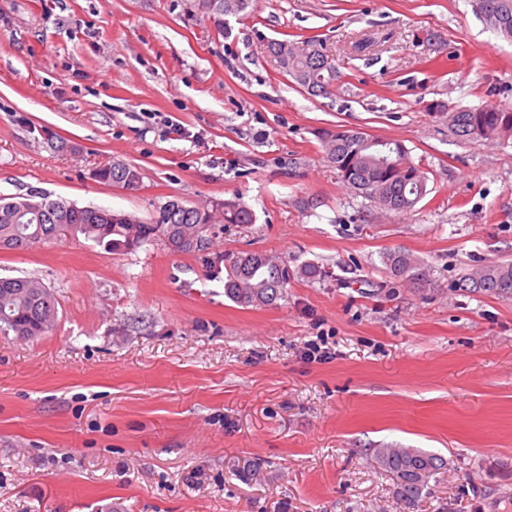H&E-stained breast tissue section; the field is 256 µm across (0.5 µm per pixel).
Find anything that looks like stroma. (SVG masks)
Instances as JSON below:
<instances>
[{"label": "stroma", "instance_id": "35a3bbf8", "mask_svg": "<svg viewBox=\"0 0 512 512\" xmlns=\"http://www.w3.org/2000/svg\"><path fill=\"white\" fill-rule=\"evenodd\" d=\"M184 4L0 0V197L256 215L200 252L0 251L59 302L48 335L0 334V512H512V295L456 286L512 261V140L457 141L433 109L512 107V44L472 0H254L221 34ZM285 34L324 42L332 95L280 73ZM339 125L409 149L413 212L365 221L318 138ZM115 160L138 188L92 179ZM397 250L433 288L387 274ZM250 251L325 275L242 306L223 258ZM386 447L445 463L413 504Z\"/></svg>", "mask_w": 512, "mask_h": 512}]
</instances>
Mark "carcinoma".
<instances>
[{"label": "carcinoma", "mask_w": 512, "mask_h": 512, "mask_svg": "<svg viewBox=\"0 0 512 512\" xmlns=\"http://www.w3.org/2000/svg\"><path fill=\"white\" fill-rule=\"evenodd\" d=\"M251 0H190V16L206 21L224 33V21L238 17ZM477 13L487 28L512 41V0H477ZM269 54L279 68L309 95L332 92L340 78L336 64L319 40L288 38L268 42ZM437 113L458 141L500 144L512 138V109L461 107L449 109L437 103ZM326 161L340 181L356 197L386 214L412 211L427 194L428 177L396 140L375 142V136L358 128L325 130L319 134ZM92 177L102 183L137 187L139 169L121 160L99 167ZM255 213L240 200H215L187 206L168 200L150 221L93 206H66L31 193L18 201L0 197V250L25 251L32 245L61 235H82L106 250L132 251L160 240L172 252L201 251L208 243L205 228L218 223L253 224ZM386 270L396 280L417 289L433 285L430 270L402 251L383 257ZM224 295L233 302L253 307L273 306L284 297L291 278L288 263L263 253H238L224 258ZM456 287L473 293L512 295V262L479 265L459 279ZM53 293L35 277H0V333L21 340L44 336L57 320ZM375 462L395 476L401 499L410 504L441 469V458L414 448H378Z\"/></svg>", "instance_id": "cac0c4a2"}]
</instances>
